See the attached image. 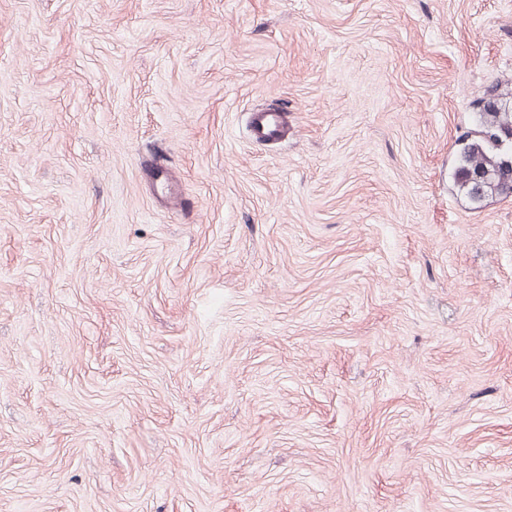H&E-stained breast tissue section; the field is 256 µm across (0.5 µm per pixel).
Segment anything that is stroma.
Listing matches in <instances>:
<instances>
[{
	"instance_id": "1",
	"label": "stroma",
	"mask_w": 512,
	"mask_h": 512,
	"mask_svg": "<svg viewBox=\"0 0 512 512\" xmlns=\"http://www.w3.org/2000/svg\"><path fill=\"white\" fill-rule=\"evenodd\" d=\"M496 83L512 0H0V512H512ZM474 106V127L457 139L453 179L476 210L489 199L512 196V89L505 93L493 86ZM248 124L251 139L261 143L273 142L288 131V115L271 110L253 112Z\"/></svg>"
}]
</instances>
